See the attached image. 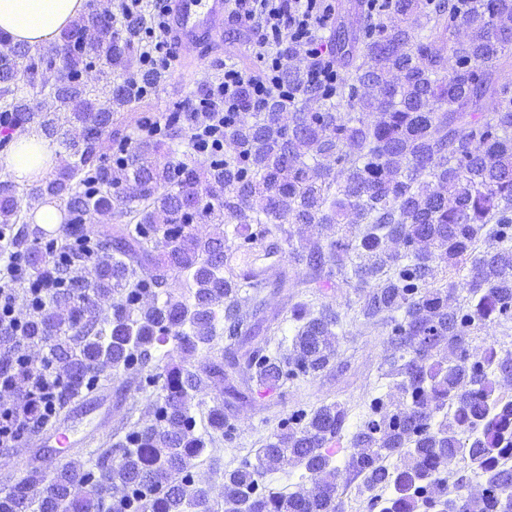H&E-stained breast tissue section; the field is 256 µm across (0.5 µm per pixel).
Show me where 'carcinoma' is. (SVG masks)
<instances>
[{"mask_svg": "<svg viewBox=\"0 0 512 512\" xmlns=\"http://www.w3.org/2000/svg\"><path fill=\"white\" fill-rule=\"evenodd\" d=\"M99 3L89 4L60 40L32 54L0 34V121L37 125L54 139L62 164L38 185L21 188L0 179V225L22 228L13 241L32 272L69 280L46 308L25 321L28 344H52L64 364L62 393L82 392L99 369L129 370L162 352L168 362L162 403L153 423L102 444L101 474L70 463L49 480L32 472L0 497V512H26L29 491L42 486L39 512H105L123 497L129 512H339V469L328 445L347 410L324 403L293 414L256 450L255 462L224 473L212 502L194 486L191 469L205 436L224 434V407L209 410L207 430L192 414L201 374L186 358L211 349L220 337L248 340L253 325L241 303L257 298V284L224 267L230 240L245 247L256 234L288 244L311 280L339 274L354 282L359 316L391 326L396 357L388 376L404 409L383 399L353 434L348 469L378 492L379 512H512V395L498 393L512 376V355L474 350L471 332L491 320L512 319V0H391L393 19L368 25L362 36L337 35L341 72L324 89L288 61L282 78L295 94L288 104L254 103L239 90L236 118L224 128V149L208 167L192 154L159 162L166 140L198 121L173 113L156 134L124 136L123 153L102 162L103 136L119 112L157 89L164 76L126 72L139 39L132 29L86 37ZM98 62L112 71L105 96L83 80ZM46 98L33 107L18 96L15 78ZM494 108L484 114V102ZM99 185L80 190L87 181ZM49 198L68 212L60 242L91 239L92 275L56 269L50 251L29 231L23 200ZM115 215L113 238H94L91 218ZM199 224L215 230L202 235ZM405 247L391 246L395 237ZM148 268L132 279L131 266ZM465 281L461 299L453 278ZM445 280L435 286L438 279ZM121 296L105 314L99 300ZM297 323L288 352H253L248 379L275 391L286 379L324 372L337 350L339 314L305 302L288 309ZM170 349H165L168 344ZM448 350V366L438 360ZM204 374L236 391L237 363H213ZM442 415L437 421L435 417ZM396 457L401 465L387 460ZM485 477L482 493L448 487V459ZM295 466L314 479L293 491L262 484L265 473Z\"/></svg>", "mask_w": 512, "mask_h": 512, "instance_id": "cac0c4a2", "label": "carcinoma"}]
</instances>
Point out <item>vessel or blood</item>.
Returning a JSON list of instances; mask_svg holds the SVG:
<instances>
[{"label": "vessel or blood", "instance_id": "1", "mask_svg": "<svg viewBox=\"0 0 512 512\" xmlns=\"http://www.w3.org/2000/svg\"><path fill=\"white\" fill-rule=\"evenodd\" d=\"M225 0H167L166 20L175 48L209 43L224 34ZM86 436L68 426H55L42 431L37 444L42 448H77Z\"/></svg>", "mask_w": 512, "mask_h": 512}]
</instances>
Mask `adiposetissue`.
I'll return each mask as SVG.
<instances>
[{
  "mask_svg": "<svg viewBox=\"0 0 512 512\" xmlns=\"http://www.w3.org/2000/svg\"><path fill=\"white\" fill-rule=\"evenodd\" d=\"M85 5L86 0H0V34L33 48L48 44L84 12ZM54 161L52 140L25 131L14 134L0 165L16 183L32 184L46 175Z\"/></svg>",
  "mask_w": 512,
  "mask_h": 512,
  "instance_id": "obj_1",
  "label": "adipose tissue"
}]
</instances>
